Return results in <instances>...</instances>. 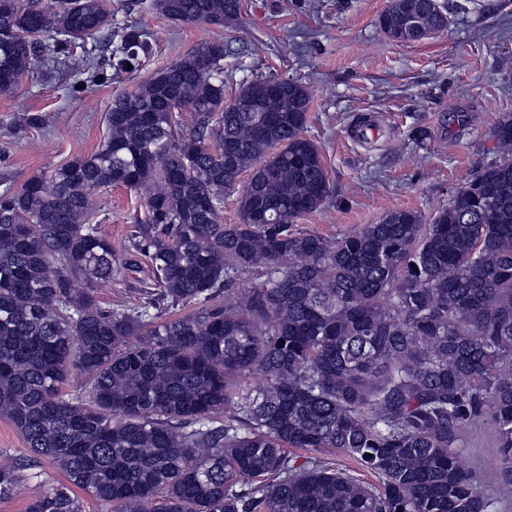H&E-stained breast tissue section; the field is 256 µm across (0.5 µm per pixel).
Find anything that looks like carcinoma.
I'll return each mask as SVG.
<instances>
[{
	"instance_id": "obj_1",
	"label": "carcinoma",
	"mask_w": 512,
	"mask_h": 512,
	"mask_svg": "<svg viewBox=\"0 0 512 512\" xmlns=\"http://www.w3.org/2000/svg\"><path fill=\"white\" fill-rule=\"evenodd\" d=\"M153 6L217 27L243 9ZM446 23L431 0L380 16L400 42ZM111 25L107 0H0V94L37 71L104 80L150 53L131 29L116 62L97 56ZM224 53L204 42L116 96L95 153L0 194V418L65 479L27 512H82L77 489L114 512H498L512 502V115L498 157L432 217L392 210L323 236L298 225L332 192L305 135L310 92L258 76L227 100ZM112 185L146 207L121 258L93 222ZM140 256L152 285L102 308L99 288ZM485 426L489 490L462 460L465 431ZM46 480L5 461L0 500Z\"/></svg>"
}]
</instances>
